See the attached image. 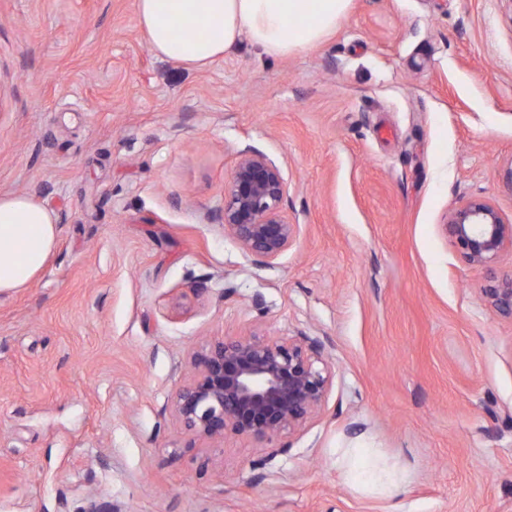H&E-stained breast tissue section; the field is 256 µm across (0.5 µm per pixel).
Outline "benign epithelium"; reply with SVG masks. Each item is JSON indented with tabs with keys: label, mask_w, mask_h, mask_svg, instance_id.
Here are the masks:
<instances>
[{
	"label": "benign epithelium",
	"mask_w": 512,
	"mask_h": 512,
	"mask_svg": "<svg viewBox=\"0 0 512 512\" xmlns=\"http://www.w3.org/2000/svg\"><path fill=\"white\" fill-rule=\"evenodd\" d=\"M287 184L281 168L263 153L239 152L224 189L221 225L252 260L274 264L294 242L288 221ZM441 231L463 260L488 270L512 251V224L491 202L470 198L452 208ZM482 301L512 319V276L480 289ZM193 376L182 384L174 410L184 431L218 442L228 436L272 442L303 431L326 403L332 371L323 342L306 335L273 340L251 331L192 352Z\"/></svg>",
	"instance_id": "1"
}]
</instances>
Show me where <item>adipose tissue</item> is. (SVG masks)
Instances as JSON below:
<instances>
[{
  "mask_svg": "<svg viewBox=\"0 0 512 512\" xmlns=\"http://www.w3.org/2000/svg\"><path fill=\"white\" fill-rule=\"evenodd\" d=\"M351 0H137V25L155 54L179 64H206L249 38L281 57L321 42L346 16ZM55 216L28 196H0V294L28 287L53 251ZM360 470L368 489L392 491L403 472L379 467L349 448L338 460Z\"/></svg>",
  "mask_w": 512,
  "mask_h": 512,
  "instance_id": "obj_1",
  "label": "adipose tissue"
}]
</instances>
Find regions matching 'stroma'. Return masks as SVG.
Here are the masks:
<instances>
[{"label": "stroma", "mask_w": 512, "mask_h": 512, "mask_svg": "<svg viewBox=\"0 0 512 512\" xmlns=\"http://www.w3.org/2000/svg\"><path fill=\"white\" fill-rule=\"evenodd\" d=\"M298 233L256 265L219 224L239 151ZM58 240L0 295V512H512V321L441 232L512 223V0H352L285 57L157 56L136 0H0V195ZM320 337L321 414L280 442H191L189 356ZM374 448L391 494L336 467Z\"/></svg>", "instance_id": "1"}]
</instances>
